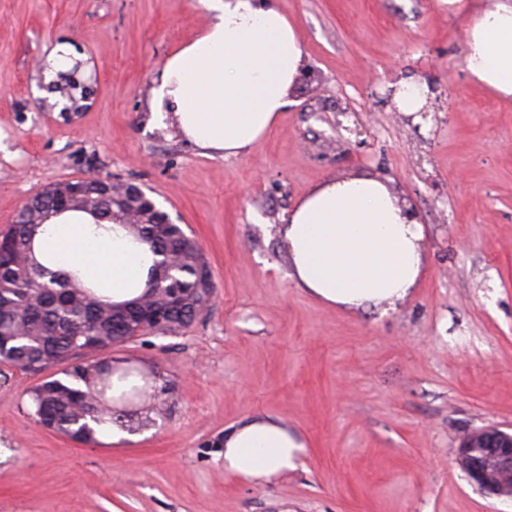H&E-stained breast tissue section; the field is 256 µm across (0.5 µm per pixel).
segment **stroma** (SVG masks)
Here are the masks:
<instances>
[{"label": "stroma", "mask_w": 512, "mask_h": 512, "mask_svg": "<svg viewBox=\"0 0 512 512\" xmlns=\"http://www.w3.org/2000/svg\"><path fill=\"white\" fill-rule=\"evenodd\" d=\"M279 6L307 56L294 102L248 152L210 157L150 110L211 19L198 0H0V229L49 184L110 175L192 231L216 284L189 329L113 348L172 387L120 443L37 424V377L0 365V512H512L455 462L472 431L512 426V99L471 82L466 25L438 0ZM63 41L85 63L73 116L48 90ZM411 76L436 88L415 125L387 97ZM340 171L391 179L424 227L423 274L383 314L314 299L280 234ZM258 416L306 445L268 484L224 470L225 432Z\"/></svg>", "instance_id": "1"}]
</instances>
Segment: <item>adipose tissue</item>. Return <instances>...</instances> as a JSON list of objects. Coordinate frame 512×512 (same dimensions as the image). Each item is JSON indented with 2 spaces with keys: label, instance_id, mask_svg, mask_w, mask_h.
Instances as JSON below:
<instances>
[{
  "label": "adipose tissue",
  "instance_id": "ef3b65f1",
  "mask_svg": "<svg viewBox=\"0 0 512 512\" xmlns=\"http://www.w3.org/2000/svg\"><path fill=\"white\" fill-rule=\"evenodd\" d=\"M212 14L202 34L166 61L152 108L203 152L239 155L267 135L293 103L306 54L278 0H199ZM466 17L469 78L512 98V0H441ZM89 218L53 219L37 255L77 270L84 283L120 302L144 288L148 248L122 232L90 234ZM280 233L293 274L317 300L346 309L396 308L423 271L424 229L390 179L341 171L311 188ZM305 444L287 427L254 418L224 435V469L269 483L296 470Z\"/></svg>",
  "mask_w": 512,
  "mask_h": 512
}]
</instances>
